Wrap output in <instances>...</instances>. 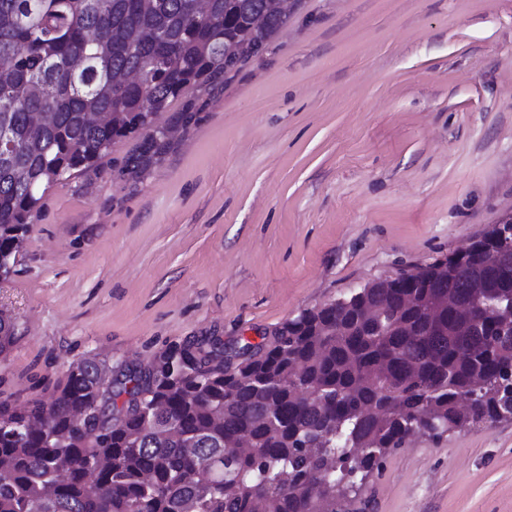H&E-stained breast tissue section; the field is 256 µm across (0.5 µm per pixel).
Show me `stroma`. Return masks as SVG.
<instances>
[{
    "instance_id": "stroma-1",
    "label": "stroma",
    "mask_w": 512,
    "mask_h": 512,
    "mask_svg": "<svg viewBox=\"0 0 512 512\" xmlns=\"http://www.w3.org/2000/svg\"><path fill=\"white\" fill-rule=\"evenodd\" d=\"M112 146L41 200L0 310V391L96 354L143 369L262 344L301 311L455 253L512 216V0H299L200 92L162 161ZM359 512H512V422L415 438Z\"/></svg>"
}]
</instances>
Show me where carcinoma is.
<instances>
[{
    "label": "carcinoma",
    "mask_w": 512,
    "mask_h": 512,
    "mask_svg": "<svg viewBox=\"0 0 512 512\" xmlns=\"http://www.w3.org/2000/svg\"><path fill=\"white\" fill-rule=\"evenodd\" d=\"M262 24L253 26L256 17ZM288 26L266 0H0V124L20 180L0 168V262L61 176L143 136L126 167L158 162L151 112L263 55ZM112 113L88 124L81 113ZM51 122L33 134L31 114ZM465 262L357 288L226 358L189 342L105 382L89 356L42 396L0 398V512H356L373 471L406 440L512 421V266ZM465 266L463 287L436 269ZM477 319L475 333L460 324ZM18 325L0 315V356ZM352 477L336 487V462Z\"/></svg>",
    "instance_id": "cac0c4a2"
}]
</instances>
